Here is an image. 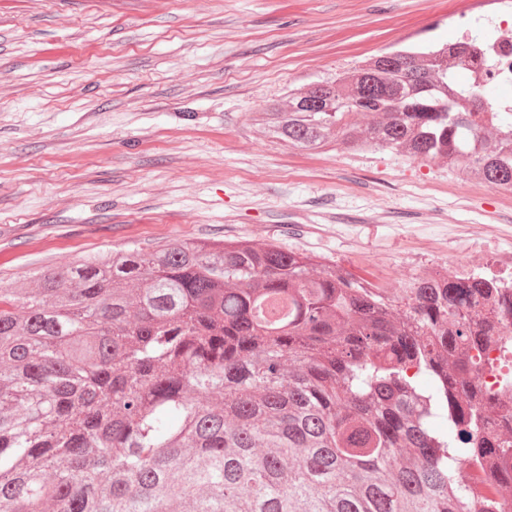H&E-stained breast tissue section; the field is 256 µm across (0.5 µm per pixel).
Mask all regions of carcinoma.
<instances>
[{"label":"carcinoma","instance_id":"carcinoma-1","mask_svg":"<svg viewBox=\"0 0 512 512\" xmlns=\"http://www.w3.org/2000/svg\"><path fill=\"white\" fill-rule=\"evenodd\" d=\"M418 54L258 121L288 147L389 150L512 189V151L481 135V113L512 126V108ZM256 294L291 299L278 333L252 321ZM511 310V275L445 268L394 291L255 240L43 271L0 288V512H506L459 469L512 472V405L477 382Z\"/></svg>","mask_w":512,"mask_h":512}]
</instances>
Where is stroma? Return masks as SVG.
I'll list each match as a JSON object with an SVG mask.
<instances>
[{
    "mask_svg": "<svg viewBox=\"0 0 512 512\" xmlns=\"http://www.w3.org/2000/svg\"><path fill=\"white\" fill-rule=\"evenodd\" d=\"M474 0H0V287L115 248L249 238L374 284L498 251L410 225L456 172L263 135L258 104L384 51L456 39ZM386 178L395 224H355ZM435 242L417 252L414 233Z\"/></svg>",
    "mask_w": 512,
    "mask_h": 512,
    "instance_id": "35a3bbf8",
    "label": "stroma"
}]
</instances>
